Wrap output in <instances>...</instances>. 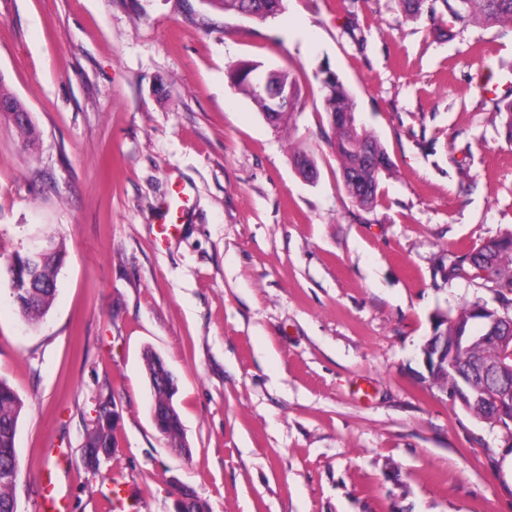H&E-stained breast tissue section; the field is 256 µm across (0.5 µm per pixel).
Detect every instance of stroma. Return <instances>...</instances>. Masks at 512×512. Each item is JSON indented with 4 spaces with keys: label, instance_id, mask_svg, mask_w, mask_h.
Returning a JSON list of instances; mask_svg holds the SVG:
<instances>
[{
    "label": "stroma",
    "instance_id": "1",
    "mask_svg": "<svg viewBox=\"0 0 512 512\" xmlns=\"http://www.w3.org/2000/svg\"><path fill=\"white\" fill-rule=\"evenodd\" d=\"M256 21L209 0H0V77L40 139L0 116V266L65 253L25 321L0 279V378L25 404L18 512L54 471L64 512H512V449L431 384L438 318L492 291L447 279L460 246L512 232V27L444 7L285 0ZM299 84L273 128L229 86L244 61ZM392 163L346 191L323 69ZM314 161L304 178L295 154ZM172 370L187 450L149 411L143 353ZM115 445L84 456L102 398Z\"/></svg>",
    "mask_w": 512,
    "mask_h": 512
}]
</instances>
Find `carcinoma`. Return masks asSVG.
<instances>
[{"mask_svg":"<svg viewBox=\"0 0 512 512\" xmlns=\"http://www.w3.org/2000/svg\"><path fill=\"white\" fill-rule=\"evenodd\" d=\"M436 0H398L405 15L415 18L423 10L435 11L426 2ZM225 11H233L251 19L265 21L280 14L284 0H210ZM450 22L465 28L471 23L486 26L512 24V0H442ZM260 64L242 61L230 66L229 76L235 78L231 87L248 96L262 112L270 111L266 98L254 93L251 73ZM325 110L334 132V147L340 160L342 179L351 198L362 207H370L378 197L382 174L391 168V161L376 136L357 120V104L340 78L331 84L321 83ZM63 262L62 247L53 246L30 268L28 256L17 252L0 272L9 284L13 302L30 322L39 320L52 305L57 291V277ZM447 276L466 279L496 294L499 308L495 312L512 323V233L473 247L456 257L448 267ZM150 390L155 399L152 419L158 432L174 448L186 449L180 414L174 403L176 382L165 361L147 350L143 354ZM455 367L448 368V386L457 381L454 369L472 372L478 387L495 391L507 384L497 373L501 365L512 366V345L500 346L493 341H479L459 351ZM24 403L15 390L0 379V512H17L16 482L12 473L21 469L16 435ZM112 414L101 413L87 432L84 447L90 460L102 450L113 447Z\"/></svg>","mask_w":512,"mask_h":512,"instance_id":"cac0c4a2","label":"carcinoma"}]
</instances>
